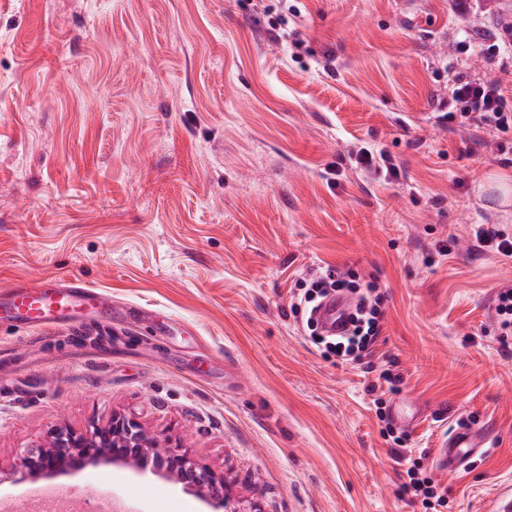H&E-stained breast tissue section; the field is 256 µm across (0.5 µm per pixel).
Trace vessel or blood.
<instances>
[{"label":"vessel or blood","mask_w":512,"mask_h":512,"mask_svg":"<svg viewBox=\"0 0 512 512\" xmlns=\"http://www.w3.org/2000/svg\"><path fill=\"white\" fill-rule=\"evenodd\" d=\"M107 307L106 299L81 279L47 275L34 283L17 284L0 295V324L60 325L69 323L79 310ZM345 316L342 305L333 299L324 301L316 313L320 325L329 334L339 331ZM491 444L489 428H454L438 448L436 464L442 471L460 468Z\"/></svg>","instance_id":"obj_1"}]
</instances>
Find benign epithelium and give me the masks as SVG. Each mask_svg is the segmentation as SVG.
Instances as JSON below:
<instances>
[{"instance_id": "1", "label": "benign epithelium", "mask_w": 512, "mask_h": 512, "mask_svg": "<svg viewBox=\"0 0 512 512\" xmlns=\"http://www.w3.org/2000/svg\"><path fill=\"white\" fill-rule=\"evenodd\" d=\"M58 454L63 456L60 463L69 462L75 468L102 461L138 469L151 463L156 474L195 488L202 497L223 506L224 512H256L254 508H245V500L231 495L224 475L199 465L186 455L171 453L160 446L159 439L125 417L114 416L107 425L84 433L60 423L51 433L49 446L26 450L11 467L10 475L20 481L46 477L48 467Z\"/></svg>"}]
</instances>
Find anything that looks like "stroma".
I'll return each mask as SVG.
<instances>
[{
    "label": "stroma",
    "instance_id": "1",
    "mask_svg": "<svg viewBox=\"0 0 512 512\" xmlns=\"http://www.w3.org/2000/svg\"><path fill=\"white\" fill-rule=\"evenodd\" d=\"M483 0H0V291L77 276L112 302L57 328L0 325V471L120 414L248 490L260 512H422L383 426L447 512L512 493V344L496 298L512 259V134L442 124L453 76L512 101V52ZM388 154L368 179L347 151ZM339 170L329 186L328 166ZM450 242L451 253L435 254ZM334 267L384 293L370 365H336L290 311ZM398 380L369 388L378 367ZM494 425L462 469L436 450L461 420ZM78 512H218L183 485L98 464L57 474ZM472 234L480 247L488 252L499 254L505 258H512V237L495 224L472 225Z\"/></svg>",
    "mask_w": 512,
    "mask_h": 512
}]
</instances>
